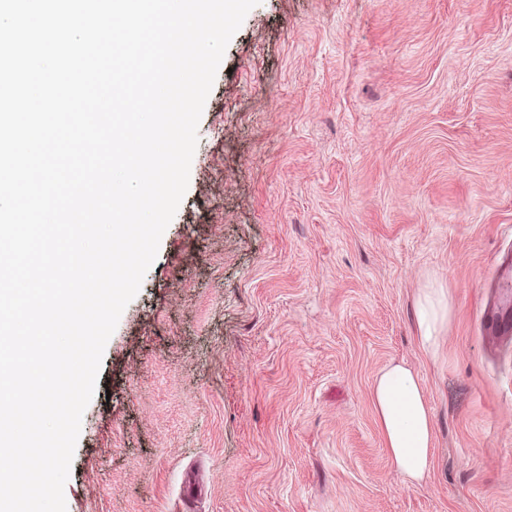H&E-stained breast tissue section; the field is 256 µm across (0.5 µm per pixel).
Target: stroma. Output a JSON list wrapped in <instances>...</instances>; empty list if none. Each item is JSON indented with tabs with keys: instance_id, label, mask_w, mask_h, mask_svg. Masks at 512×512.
<instances>
[{
	"instance_id": "stroma-1",
	"label": "stroma",
	"mask_w": 512,
	"mask_h": 512,
	"mask_svg": "<svg viewBox=\"0 0 512 512\" xmlns=\"http://www.w3.org/2000/svg\"><path fill=\"white\" fill-rule=\"evenodd\" d=\"M510 254L512 0H261L106 344L67 512H512V345L482 324ZM397 363L433 419L419 482L372 401ZM452 298L447 288L429 282L418 288L415 300V315L422 347L434 354L452 315Z\"/></svg>"
}]
</instances>
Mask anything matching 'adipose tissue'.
Listing matches in <instances>:
<instances>
[{"instance_id":"ef3b65f1","label":"adipose tissue","mask_w":512,"mask_h":512,"mask_svg":"<svg viewBox=\"0 0 512 512\" xmlns=\"http://www.w3.org/2000/svg\"><path fill=\"white\" fill-rule=\"evenodd\" d=\"M452 309L446 288L431 282L418 290L415 315L427 353L437 349ZM372 399L393 465L406 478L423 480L431 466L433 422L418 375L400 364L386 367L374 381Z\"/></svg>"}]
</instances>
